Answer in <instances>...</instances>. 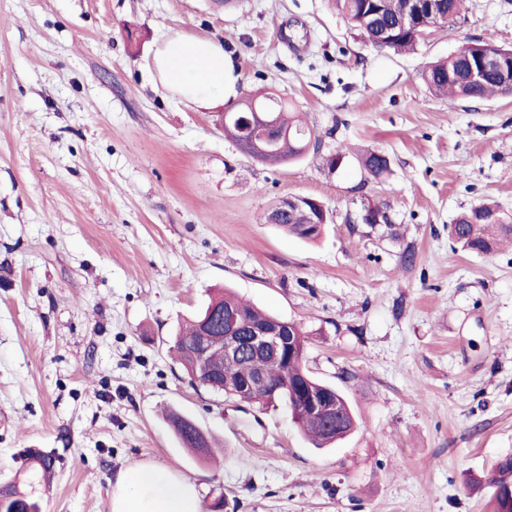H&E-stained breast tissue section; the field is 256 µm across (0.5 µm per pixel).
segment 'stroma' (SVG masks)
<instances>
[{
    "label": "stroma",
    "instance_id": "obj_1",
    "mask_svg": "<svg viewBox=\"0 0 512 512\" xmlns=\"http://www.w3.org/2000/svg\"><path fill=\"white\" fill-rule=\"evenodd\" d=\"M174 32L223 41L240 97L288 100L319 148L260 162L221 126L238 99L173 97L151 62ZM478 41L512 49V0H465L412 53L367 44L331 0H0V485L39 450L56 458L40 512H112L137 463L224 512H492L483 481L512 455V245L473 254L448 226L484 202L512 214V96L423 80ZM364 149L388 156L385 182ZM293 195L331 213L318 241L264 222ZM367 205L387 222L361 223ZM224 288L308 331L352 435L319 449L283 407L191 382L176 331ZM167 408L214 456L180 445ZM378 154L383 153L375 150H367L360 158L361 165L369 175L370 180L377 183L382 182L390 173L389 159L381 158Z\"/></svg>",
    "mask_w": 512,
    "mask_h": 512
}]
</instances>
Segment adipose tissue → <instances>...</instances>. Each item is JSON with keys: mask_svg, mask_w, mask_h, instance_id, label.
<instances>
[{"mask_svg": "<svg viewBox=\"0 0 512 512\" xmlns=\"http://www.w3.org/2000/svg\"><path fill=\"white\" fill-rule=\"evenodd\" d=\"M152 67L167 91L202 107L238 94L233 55L211 38L172 34L157 48ZM200 505L194 481L163 466H132L112 491V512H200Z\"/></svg>", "mask_w": 512, "mask_h": 512, "instance_id": "obj_1", "label": "adipose tissue"}]
</instances>
